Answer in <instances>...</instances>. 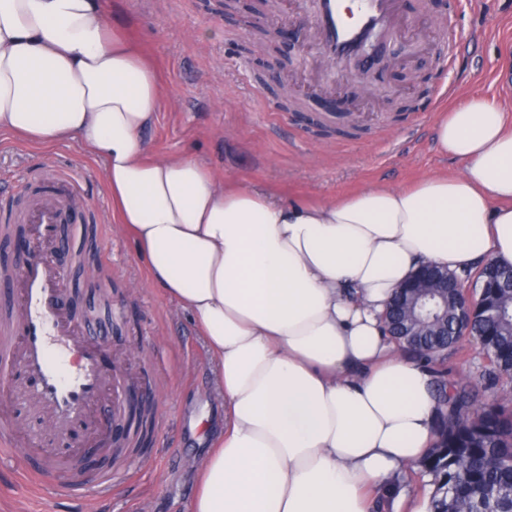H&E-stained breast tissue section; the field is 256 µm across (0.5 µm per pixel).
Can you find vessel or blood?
Returning a JSON list of instances; mask_svg holds the SVG:
<instances>
[{
    "instance_id": "vessel-or-blood-1",
    "label": "vessel or blood",
    "mask_w": 512,
    "mask_h": 512,
    "mask_svg": "<svg viewBox=\"0 0 512 512\" xmlns=\"http://www.w3.org/2000/svg\"><path fill=\"white\" fill-rule=\"evenodd\" d=\"M354 20H346L340 0H321L313 25L322 53L332 61L360 52L375 33L392 35L401 18V0H353ZM62 192L35 196L25 215L30 253L0 266V282L13 294L0 312V389L25 399L46 421L53 437L100 431L98 407L111 399L116 377L103 369L101 341L92 317L63 308L65 270L55 260L61 227L70 217ZM36 378L38 387L22 388L16 371ZM27 423L0 406V461L14 456ZM40 468L20 474L38 489L58 497H75L86 488L78 479L74 457L58 459L52 446L40 450Z\"/></svg>"
}]
</instances>
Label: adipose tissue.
Segmentation results:
<instances>
[{"instance_id": "1", "label": "adipose tissue", "mask_w": 512, "mask_h": 512, "mask_svg": "<svg viewBox=\"0 0 512 512\" xmlns=\"http://www.w3.org/2000/svg\"><path fill=\"white\" fill-rule=\"evenodd\" d=\"M162 104L156 66L101 0H0V130L103 160L113 214L218 365L224 431L190 512H370L435 414L425 363L382 327L394 288L424 263L512 265L503 108L472 96L438 121L462 172L286 203L188 156L150 158L141 133Z\"/></svg>"}]
</instances>
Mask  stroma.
<instances>
[{"label": "stroma", "instance_id": "stroma-1", "mask_svg": "<svg viewBox=\"0 0 512 512\" xmlns=\"http://www.w3.org/2000/svg\"><path fill=\"white\" fill-rule=\"evenodd\" d=\"M106 0V20L147 53L162 77L163 108L144 138L151 157L190 156L219 182L265 187L283 201L329 202L378 184L404 188L420 178L461 172L435 145L440 116L471 95L494 98L512 115V0H403L404 19L445 41L455 35L458 71L445 73L434 51L410 35L390 42L393 66L376 94L358 97L354 77L324 67L315 33L258 51L269 31L311 17L310 0ZM458 98L435 104L444 83ZM104 163L78 142L38 145L0 131V204L29 186L80 179L85 199L74 233L94 225L112 264V310L102 364L140 376L160 419L147 452L113 459L109 500L89 495L58 504L0 464V512H189L205 449L224 428L217 368L190 315L149 278L133 237L112 213Z\"/></svg>", "mask_w": 512, "mask_h": 512}]
</instances>
